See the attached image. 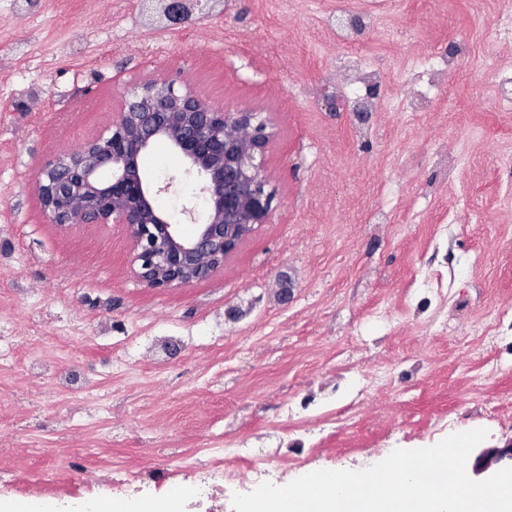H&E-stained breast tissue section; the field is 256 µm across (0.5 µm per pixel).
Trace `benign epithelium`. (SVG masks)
<instances>
[{"instance_id": "obj_1", "label": "benign epithelium", "mask_w": 512, "mask_h": 512, "mask_svg": "<svg viewBox=\"0 0 512 512\" xmlns=\"http://www.w3.org/2000/svg\"><path fill=\"white\" fill-rule=\"evenodd\" d=\"M216 0H140L151 26L167 28L186 16L209 14ZM166 142L208 204L203 222L196 208L182 205L194 222L187 233L161 210L157 197L177 192L180 179H147L140 159ZM265 123L253 112H226L206 98L178 94L172 85L148 84L112 115L108 134L86 140L42 165L37 172L42 211L51 224H121L134 250L135 276L154 289L207 278L253 232L267 223L273 193L266 189ZM108 171V178L102 171ZM512 463V443L476 455L472 471Z\"/></svg>"}]
</instances>
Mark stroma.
<instances>
[{
    "mask_svg": "<svg viewBox=\"0 0 512 512\" xmlns=\"http://www.w3.org/2000/svg\"><path fill=\"white\" fill-rule=\"evenodd\" d=\"M501 0H222L150 28L137 0H0V503L177 495L233 512L240 470L359 471L472 429L512 441V112L492 104ZM378 18L353 43L339 11ZM432 84L415 58L444 61ZM356 58L376 111L337 103ZM164 79L258 113L267 223L207 279L157 290L123 225L60 226L42 161ZM427 96L431 109L410 102ZM498 316L496 335L484 331ZM219 467L220 488L201 490Z\"/></svg>",
    "mask_w": 512,
    "mask_h": 512,
    "instance_id": "stroma-1",
    "label": "stroma"
}]
</instances>
